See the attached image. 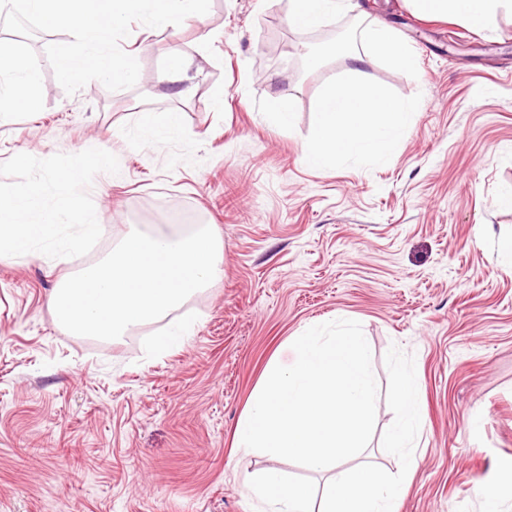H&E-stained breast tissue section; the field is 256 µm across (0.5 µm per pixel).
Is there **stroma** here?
<instances>
[{
  "mask_svg": "<svg viewBox=\"0 0 512 512\" xmlns=\"http://www.w3.org/2000/svg\"><path fill=\"white\" fill-rule=\"evenodd\" d=\"M289 0H211L203 21L133 23L121 41L140 64L131 88L67 94L38 36V111L0 119V162L95 147L119 160L88 192L105 231L86 255L0 260V512H265L253 476L325 473L234 446V429L274 355L293 358L308 328L361 323L378 388L391 346L415 358L422 425L398 512H512V261L498 238L512 212V13L492 30L421 17L405 0H349L314 28ZM381 20L411 48L414 71L366 50ZM345 35L361 62L320 40ZM190 59L162 80L170 47ZM360 69L412 115L387 156L312 167L325 87ZM285 100L292 128L262 114ZM178 111L183 132L153 137L142 112ZM185 210L212 225L224 274L173 311L192 335L167 356L145 349L161 323L99 340L56 326L49 298L102 259L130 225L172 230ZM383 395L360 461L397 472L381 444ZM493 500H486L485 491Z\"/></svg>",
  "mask_w": 512,
  "mask_h": 512,
  "instance_id": "obj_1",
  "label": "stroma"
}]
</instances>
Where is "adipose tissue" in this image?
<instances>
[{
    "label": "adipose tissue",
    "instance_id": "1",
    "mask_svg": "<svg viewBox=\"0 0 512 512\" xmlns=\"http://www.w3.org/2000/svg\"><path fill=\"white\" fill-rule=\"evenodd\" d=\"M416 12L434 18L459 17L477 29L493 27L500 9L512 0H407ZM370 50L401 67L412 69L416 60L383 23H371L364 32ZM20 105L34 111L40 106L39 81L13 41L0 38V105ZM409 110L375 91L362 80L334 83L322 93L317 128L304 158L321 167L339 158L382 157L398 145L409 122Z\"/></svg>",
    "mask_w": 512,
    "mask_h": 512
}]
</instances>
